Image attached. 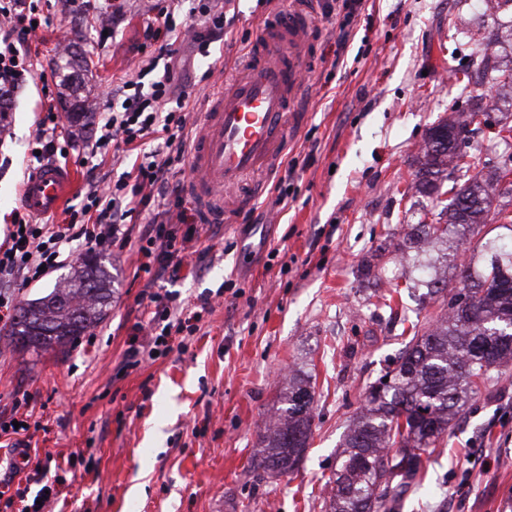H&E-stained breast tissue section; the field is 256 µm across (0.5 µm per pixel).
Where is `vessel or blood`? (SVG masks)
<instances>
[{
	"instance_id": "vessel-or-blood-1",
	"label": "vessel or blood",
	"mask_w": 512,
	"mask_h": 512,
	"mask_svg": "<svg viewBox=\"0 0 512 512\" xmlns=\"http://www.w3.org/2000/svg\"><path fill=\"white\" fill-rule=\"evenodd\" d=\"M313 24L307 0H294L263 24L243 73L216 96L190 153L187 192L200 223H234L256 200L243 184L256 171H276L284 159L301 122L295 107L305 88L302 64ZM72 182L71 170L42 164L24 183L23 205L35 215L53 213Z\"/></svg>"
}]
</instances>
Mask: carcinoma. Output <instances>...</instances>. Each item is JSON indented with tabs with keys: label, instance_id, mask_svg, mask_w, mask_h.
Instances as JSON below:
<instances>
[{
	"label": "carcinoma",
	"instance_id": "cac0c4a2",
	"mask_svg": "<svg viewBox=\"0 0 512 512\" xmlns=\"http://www.w3.org/2000/svg\"><path fill=\"white\" fill-rule=\"evenodd\" d=\"M89 105L77 101L70 121L86 130ZM475 113L428 128L414 179L401 196L452 197L440 214L443 224H412L427 243L455 245L480 237L469 259L454 265L459 289L445 294L448 277L432 264L405 288H426L420 298L446 300L445 313L432 318L415 311L411 339L366 389V406L344 434L326 512H397L415 486L422 454L435 448L480 386L512 361V217L494 207L497 185L512 174V154L485 172L487 163L471 151ZM497 233L482 235L488 224ZM112 303V279L102 256L91 253L49 293L19 307L7 336L20 349H65L95 327ZM314 394L310 378L290 374L280 414L265 426L253 468L264 474H291L312 435Z\"/></svg>",
	"mask_w": 512,
	"mask_h": 512
}]
</instances>
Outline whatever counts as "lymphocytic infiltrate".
I'll return each mask as SVG.
<instances>
[{
    "mask_svg": "<svg viewBox=\"0 0 512 512\" xmlns=\"http://www.w3.org/2000/svg\"><path fill=\"white\" fill-rule=\"evenodd\" d=\"M177 0H162L157 13L143 31L146 42L166 40L182 31L200 52L224 38L226 15L218 0H198L195 8L202 18L200 27L178 29ZM33 0H0V88L12 92L32 68L28 48L38 38V20ZM177 67L173 61L151 57L140 70L123 81L118 89L119 107L102 113L96 148L111 147L113 157L142 150V160L132 172L101 187L91 180L86 204L69 208L62 224H37L31 216L16 219L5 243L0 244V321L18 305L17 289L41 281L47 274L72 261L81 250L126 248L136 242L138 269L156 282L167 274H177L188 258L202 245L192 216L185 207L178 175L191 150L195 132L190 114L194 107L188 93L174 94L172 84ZM162 144L153 150L144 145L152 136ZM146 215L138 237H131L127 226L133 215ZM151 310V336L133 327L127 345L128 366L135 367L167 355L180 335H194L203 312L209 311V298H201L197 308L183 306L173 293L142 290Z\"/></svg>",
    "mask_w": 512,
    "mask_h": 512,
    "instance_id": "obj_1",
    "label": "lymphocytic infiltrate"
}]
</instances>
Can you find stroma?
I'll return each instance as SVG.
<instances>
[{
  "label": "stroma",
  "instance_id": "1",
  "mask_svg": "<svg viewBox=\"0 0 512 512\" xmlns=\"http://www.w3.org/2000/svg\"><path fill=\"white\" fill-rule=\"evenodd\" d=\"M154 0H126L125 17L105 35L97 15L112 0L68 8L40 0L48 25L33 43V71L18 93L0 98V243L22 211L20 187L35 162L31 142L56 97L58 135L69 139L63 165L75 172L67 205L80 206L90 176L115 180L129 158L90 153L94 135L77 136L71 101L39 74L55 67L56 45L69 35L95 61L73 71L79 95L95 111L112 101L120 79L137 70L143 27ZM276 5L236 0L224 42L207 65L194 45L171 35L176 61H191L189 84L203 88L212 69L226 83L240 73L245 42L276 15ZM316 52L302 110L304 123L288 146L299 166L287 209L258 200L233 224H202L210 251L195 266L159 280L154 290L195 303L219 295L186 349L122 371L129 328L143 311L145 284L135 275V247L104 251L114 280L112 305L93 328L62 351H23L0 335V410L16 392L35 396L44 425L30 445L33 460L51 457L47 480L65 483L49 512H322L323 485L336 447L364 402L367 386L403 348L399 317L382 310L383 295L414 276L393 250L405 225L433 221L437 198L400 197L426 130L448 117L449 103L469 110L499 105L512 127V104L496 103L490 78L468 87L452 78L475 41L495 39L501 63L512 62V0L496 14L474 0H364L353 22L345 64L332 68L339 31L312 4ZM461 15L469 23L448 27ZM310 375L314 423L297 473L257 478L251 462L259 431L279 406L286 370ZM421 486L400 512H512V363L482 387L440 447L424 454Z\"/></svg>",
  "mask_w": 512,
  "mask_h": 512
}]
</instances>
